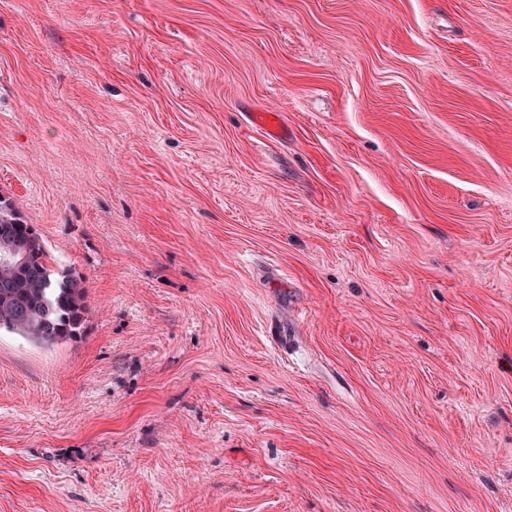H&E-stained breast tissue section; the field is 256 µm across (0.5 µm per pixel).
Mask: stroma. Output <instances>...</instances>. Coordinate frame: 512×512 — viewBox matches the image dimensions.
Segmentation results:
<instances>
[{
	"instance_id": "35a3bbf8",
	"label": "stroma",
	"mask_w": 512,
	"mask_h": 512,
	"mask_svg": "<svg viewBox=\"0 0 512 512\" xmlns=\"http://www.w3.org/2000/svg\"><path fill=\"white\" fill-rule=\"evenodd\" d=\"M0 196V512H512V0H0ZM84 299L83 282L60 271L33 224L0 196V331L66 342L80 334Z\"/></svg>"
}]
</instances>
